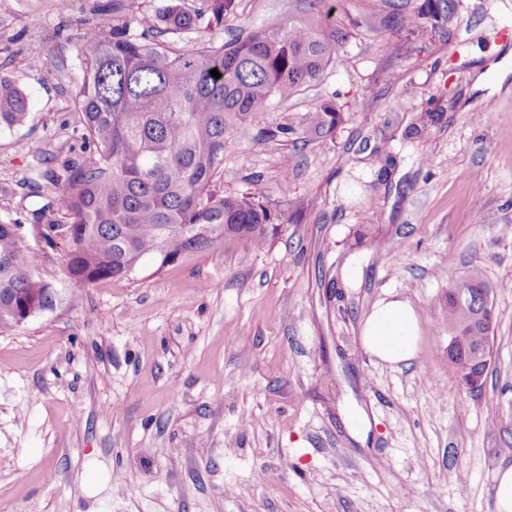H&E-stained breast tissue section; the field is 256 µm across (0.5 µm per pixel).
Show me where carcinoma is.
<instances>
[{
  "label": "carcinoma",
  "instance_id": "carcinoma-1",
  "mask_svg": "<svg viewBox=\"0 0 512 512\" xmlns=\"http://www.w3.org/2000/svg\"><path fill=\"white\" fill-rule=\"evenodd\" d=\"M236 0H208L207 17L176 3L155 15L141 38L127 36L126 0H112V23L77 34L82 81L76 112L92 146L82 162L43 178L60 185L69 224L66 273L77 286L124 276L145 258L158 267L188 251L227 239L262 247L274 235V215L250 194L213 188L239 125L320 77L336 59L346 33L329 23L336 0H309L307 18L252 29L220 45L180 50L164 39L220 26ZM456 0H423L419 15L444 35ZM221 74L215 78L210 71ZM27 95L0 78V128L22 125ZM332 101L310 112L306 135L332 131ZM36 256L18 241L16 225L0 223V329L18 314L41 310L51 284L33 275ZM492 287L479 271L448 288V360L462 380L465 363L491 349Z\"/></svg>",
  "mask_w": 512,
  "mask_h": 512
}]
</instances>
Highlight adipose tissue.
I'll return each instance as SVG.
<instances>
[{
	"label": "adipose tissue",
	"instance_id": "adipose-tissue-1",
	"mask_svg": "<svg viewBox=\"0 0 512 512\" xmlns=\"http://www.w3.org/2000/svg\"><path fill=\"white\" fill-rule=\"evenodd\" d=\"M418 336L417 314L402 299L376 303L362 328V345L381 362L398 365L413 359Z\"/></svg>",
	"mask_w": 512,
	"mask_h": 512
}]
</instances>
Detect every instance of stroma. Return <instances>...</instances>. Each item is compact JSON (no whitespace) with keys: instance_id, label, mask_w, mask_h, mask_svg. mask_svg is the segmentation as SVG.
Segmentation results:
<instances>
[{"instance_id":"stroma-1","label":"stroma","mask_w":512,"mask_h":512,"mask_svg":"<svg viewBox=\"0 0 512 512\" xmlns=\"http://www.w3.org/2000/svg\"><path fill=\"white\" fill-rule=\"evenodd\" d=\"M100 2L0 0V75L30 102L0 130V222L64 221L38 174L89 152L76 35ZM395 2L410 29L383 24L382 0H340L335 63L234 130L216 184L281 213L263 247L227 241L83 287L67 238L28 233L35 277L64 293L0 330V512H497L512 464V79L474 83L512 50V0H457L451 40L422 0ZM236 3L178 46L306 11ZM324 100L339 121L304 135ZM475 269L495 322L469 392L448 361L446 294ZM392 295L419 320L416 357L394 367L361 344ZM498 512L512 511V466L500 467L495 476Z\"/></svg>"}]
</instances>
